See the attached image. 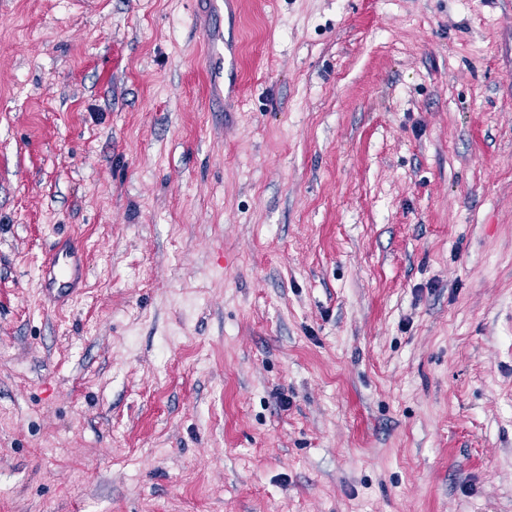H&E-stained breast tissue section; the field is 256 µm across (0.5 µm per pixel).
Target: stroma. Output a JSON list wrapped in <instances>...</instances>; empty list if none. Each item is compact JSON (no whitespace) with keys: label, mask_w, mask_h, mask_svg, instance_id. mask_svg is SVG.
<instances>
[{"label":"stroma","mask_w":512,"mask_h":512,"mask_svg":"<svg viewBox=\"0 0 512 512\" xmlns=\"http://www.w3.org/2000/svg\"><path fill=\"white\" fill-rule=\"evenodd\" d=\"M205 2L0 0V512H512V0ZM85 273L82 254L69 240L62 241L46 263L43 286L48 294L64 300Z\"/></svg>","instance_id":"35a3bbf8"}]
</instances>
